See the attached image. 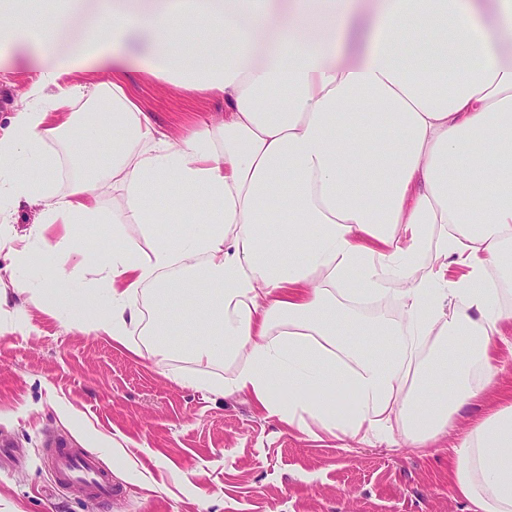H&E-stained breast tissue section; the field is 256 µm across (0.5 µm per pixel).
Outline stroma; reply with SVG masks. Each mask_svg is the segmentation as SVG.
I'll list each match as a JSON object with an SVG mask.
<instances>
[{"mask_svg": "<svg viewBox=\"0 0 512 512\" xmlns=\"http://www.w3.org/2000/svg\"><path fill=\"white\" fill-rule=\"evenodd\" d=\"M32 64L16 57L0 80V127L32 82ZM152 122L181 138L198 116L220 118V98L188 95L138 72L123 76ZM103 223L83 226V251L69 266L76 281L103 288L91 260L104 246L143 244L139 225L113 237L112 202ZM40 207L11 206L0 238V512H473L448 479L451 438L512 393V358L495 383L455 416L448 434L427 448L385 437L345 447L328 433L310 437L258 412L239 395L192 387L216 382L232 366L179 354L185 339L171 327L160 340L136 339L139 352L104 333L66 322L57 307L33 304L28 289L45 275L42 245L30 240ZM28 256L19 259L21 238ZM57 438L96 454L122 493L105 502L60 488L44 450ZM123 448L128 462L112 455Z\"/></svg>", "mask_w": 512, "mask_h": 512, "instance_id": "obj_1", "label": "stroma"}]
</instances>
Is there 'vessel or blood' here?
<instances>
[{"label":"vessel or blood","mask_w":512,"mask_h":512,"mask_svg":"<svg viewBox=\"0 0 512 512\" xmlns=\"http://www.w3.org/2000/svg\"><path fill=\"white\" fill-rule=\"evenodd\" d=\"M46 462L60 486H71L104 500L114 499L120 494L94 455L59 446L48 449Z\"/></svg>","instance_id":"b4317fda"}]
</instances>
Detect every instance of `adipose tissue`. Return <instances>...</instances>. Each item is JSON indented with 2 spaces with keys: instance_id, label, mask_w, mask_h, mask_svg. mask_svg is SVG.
<instances>
[{
  "instance_id": "obj_1",
  "label": "adipose tissue",
  "mask_w": 512,
  "mask_h": 512,
  "mask_svg": "<svg viewBox=\"0 0 512 512\" xmlns=\"http://www.w3.org/2000/svg\"><path fill=\"white\" fill-rule=\"evenodd\" d=\"M71 2L48 22L30 0H0V72L21 55L37 73L0 136V212L45 205L31 235L46 286L32 301L56 291L67 320L128 348L139 326L164 336L180 322L194 359L234 363L224 394L304 433L313 421L361 444L398 431L418 448L447 434L494 381L498 353L512 356V281L489 276L512 245V0H376L368 16L358 0H294L260 57L271 17L259 0H99L63 52ZM190 27L213 42L189 65ZM131 69L221 96L223 119L175 140L118 84L111 110L74 111L84 87L65 75ZM109 189L113 224L140 225L147 248L107 252L92 298L65 282ZM178 212L183 229L158 235ZM388 300L400 324L358 313ZM458 337L463 355L424 357ZM449 464L474 512H512V401L461 433Z\"/></svg>"
}]
</instances>
